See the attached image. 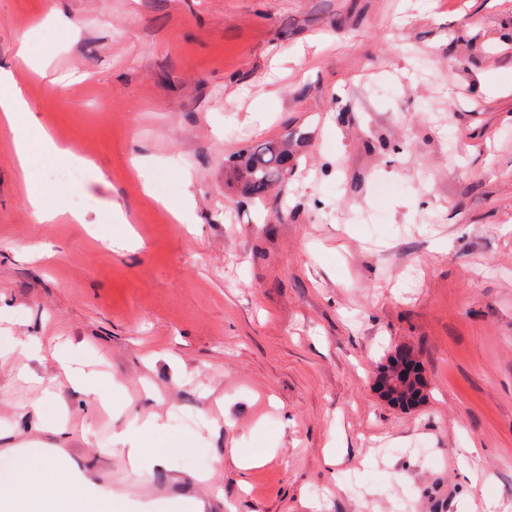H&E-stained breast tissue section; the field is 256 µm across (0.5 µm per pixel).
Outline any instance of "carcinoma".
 <instances>
[{"label":"carcinoma","instance_id":"obj_1","mask_svg":"<svg viewBox=\"0 0 512 512\" xmlns=\"http://www.w3.org/2000/svg\"><path fill=\"white\" fill-rule=\"evenodd\" d=\"M288 140L266 141L239 153L231 180L254 199H262L269 189L288 179Z\"/></svg>","mask_w":512,"mask_h":512}]
</instances>
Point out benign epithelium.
Wrapping results in <instances>:
<instances>
[{
	"label": "benign epithelium",
	"mask_w": 512,
	"mask_h": 512,
	"mask_svg": "<svg viewBox=\"0 0 512 512\" xmlns=\"http://www.w3.org/2000/svg\"><path fill=\"white\" fill-rule=\"evenodd\" d=\"M415 361L416 354L408 347H402L390 356L373 377L378 397L402 409L420 406L425 398L427 379L423 373L411 370Z\"/></svg>",
	"instance_id": "obj_1"
}]
</instances>
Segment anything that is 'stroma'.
Masks as SVG:
<instances>
[{
  "label": "stroma",
  "instance_id": "stroma-1",
  "mask_svg": "<svg viewBox=\"0 0 512 512\" xmlns=\"http://www.w3.org/2000/svg\"><path fill=\"white\" fill-rule=\"evenodd\" d=\"M0 67L97 203L70 219L0 120L1 479L61 459L119 512H512V0H0ZM297 131L286 185H225ZM403 346L411 410L372 386ZM152 414L191 451L135 473L118 436ZM65 377L69 383L80 386L93 399L102 404H112L114 398L112 390L102 388L95 381L88 379L82 371L77 369L65 371Z\"/></svg>",
  "mask_w": 512,
  "mask_h": 512
}]
</instances>
